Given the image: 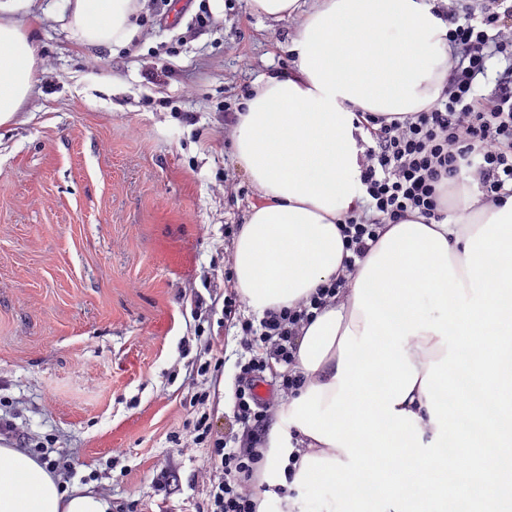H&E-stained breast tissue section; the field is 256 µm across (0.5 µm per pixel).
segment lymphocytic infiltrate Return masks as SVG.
Segmentation results:
<instances>
[{
	"instance_id": "lymphocytic-infiltrate-1",
	"label": "lymphocytic infiltrate",
	"mask_w": 512,
	"mask_h": 512,
	"mask_svg": "<svg viewBox=\"0 0 512 512\" xmlns=\"http://www.w3.org/2000/svg\"><path fill=\"white\" fill-rule=\"evenodd\" d=\"M442 15L454 65L448 86L431 107L401 118L369 120L371 144L363 160V203L340 226L346 255L341 271L294 307L266 311L260 323L237 321L238 294L224 291V318L236 323L248 355L241 364L233 411L237 432L215 434L208 415L197 417L194 439L208 444L215 470L205 512H256L247 490L263 458V432L270 401L254 393L273 365L279 391H298L296 369L305 328L344 294L357 263L370 252L387 225L418 216L444 219L440 183L469 172L486 200L512 189V0H450ZM493 83L492 95L481 94Z\"/></svg>"
}]
</instances>
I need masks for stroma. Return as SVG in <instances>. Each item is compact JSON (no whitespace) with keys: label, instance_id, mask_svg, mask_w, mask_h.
Masks as SVG:
<instances>
[{"label":"stroma","instance_id":"35a3bbf8","mask_svg":"<svg viewBox=\"0 0 512 512\" xmlns=\"http://www.w3.org/2000/svg\"><path fill=\"white\" fill-rule=\"evenodd\" d=\"M206 2L205 29L141 13L133 49L90 53L66 30V0H34L18 21L40 66L0 126V419L11 445L65 451L67 487L124 512H196L206 495L193 425L204 412L228 433L242 353L208 299L224 292V227L258 199L224 105L292 65L296 21ZM217 334L218 374L194 375Z\"/></svg>","mask_w":512,"mask_h":512}]
</instances>
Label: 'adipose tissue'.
<instances>
[{
  "instance_id": "obj_1",
  "label": "adipose tissue",
  "mask_w": 512,
  "mask_h": 512,
  "mask_svg": "<svg viewBox=\"0 0 512 512\" xmlns=\"http://www.w3.org/2000/svg\"><path fill=\"white\" fill-rule=\"evenodd\" d=\"M31 0H0V126L33 87L38 59L17 20ZM85 48L133 44L140 0H67ZM439 0H249L253 14L299 19L291 70L256 82L234 127L237 165L257 188L234 242L233 283L248 313L292 307L338 274L339 226L363 197L370 136L360 113L405 116L435 104L452 66ZM480 397L458 383L464 353ZM305 383L280 402L262 479L324 482L350 512H426L457 499L472 512L512 505V195L486 201L453 181L447 216L389 225L346 293L299 345ZM481 429L484 451L470 433ZM298 454L289 465L290 454ZM412 462L405 470L395 462ZM439 480L414 488L427 471ZM65 490L20 448L0 445V512H109Z\"/></svg>"
}]
</instances>
